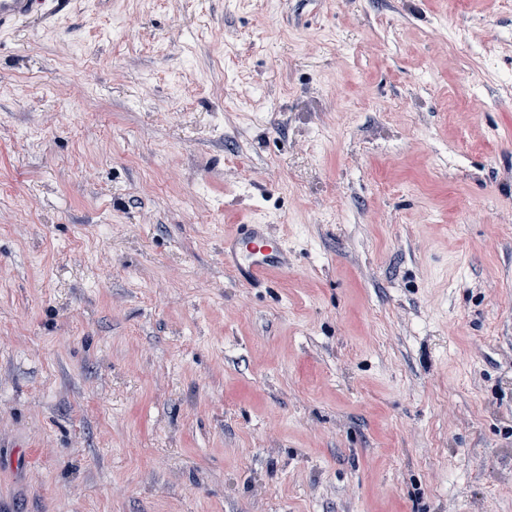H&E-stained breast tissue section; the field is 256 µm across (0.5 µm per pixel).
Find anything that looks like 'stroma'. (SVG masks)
Returning a JSON list of instances; mask_svg holds the SVG:
<instances>
[{
    "mask_svg": "<svg viewBox=\"0 0 512 512\" xmlns=\"http://www.w3.org/2000/svg\"><path fill=\"white\" fill-rule=\"evenodd\" d=\"M0 512H512V0L0 38ZM290 265L288 250L273 242L265 224H238L224 236V266L242 283L281 277Z\"/></svg>",
    "mask_w": 512,
    "mask_h": 512,
    "instance_id": "1",
    "label": "stroma"
}]
</instances>
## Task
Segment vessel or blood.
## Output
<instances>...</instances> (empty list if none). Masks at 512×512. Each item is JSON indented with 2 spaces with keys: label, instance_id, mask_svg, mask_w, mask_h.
<instances>
[{
  "label": "vessel or blood",
  "instance_id": "obj_1",
  "mask_svg": "<svg viewBox=\"0 0 512 512\" xmlns=\"http://www.w3.org/2000/svg\"><path fill=\"white\" fill-rule=\"evenodd\" d=\"M66 0H0V35L13 30L28 16L50 17ZM224 265L243 283L252 284L287 274L288 251L276 245L264 224H239L224 237Z\"/></svg>",
  "mask_w": 512,
  "mask_h": 512
}]
</instances>
